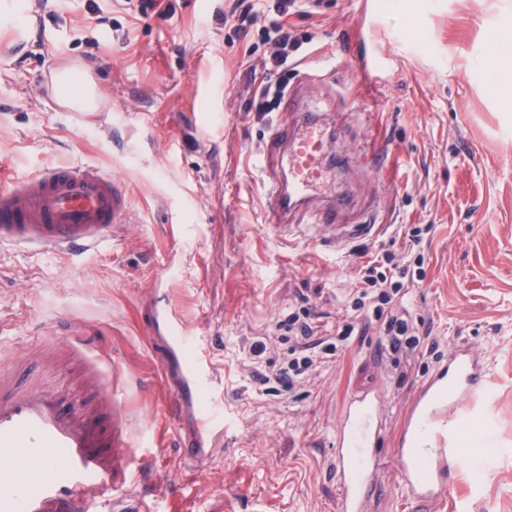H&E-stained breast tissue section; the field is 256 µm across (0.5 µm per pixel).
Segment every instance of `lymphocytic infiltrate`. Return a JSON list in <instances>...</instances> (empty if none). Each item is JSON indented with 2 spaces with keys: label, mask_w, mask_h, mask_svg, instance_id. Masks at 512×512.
Listing matches in <instances>:
<instances>
[{
  "label": "lymphocytic infiltrate",
  "mask_w": 512,
  "mask_h": 512,
  "mask_svg": "<svg viewBox=\"0 0 512 512\" xmlns=\"http://www.w3.org/2000/svg\"><path fill=\"white\" fill-rule=\"evenodd\" d=\"M424 258L396 260L385 252L359 265L357 285L348 295L351 311L348 320L336 329L335 335L324 336L316 325V313L303 306L289 313L282 326L290 342L288 362L274 372L261 376V384L274 383L292 391L325 359L334 357L346 347L355 333L375 331L383 336L393 363L423 357L432 351V344L419 336L403 305L410 283L423 279Z\"/></svg>",
  "instance_id": "1"
}]
</instances>
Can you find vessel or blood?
I'll return each mask as SVG.
<instances>
[{"label": "vessel or blood", "instance_id": "obj_1", "mask_svg": "<svg viewBox=\"0 0 512 512\" xmlns=\"http://www.w3.org/2000/svg\"><path fill=\"white\" fill-rule=\"evenodd\" d=\"M387 8L373 0L366 20V63L382 72L387 58L376 34ZM283 151L284 177L270 176L264 186L269 224L282 233L316 225L324 239L344 245L369 234L368 224H350L341 204L325 191V134L305 113L276 123L266 154ZM128 201L111 174L86 166H49L0 188V244L17 243L70 252L100 246L127 222ZM172 343L189 354L182 384L184 397H207L195 441L182 456L202 463L206 441L223 426L217 374L200 337L190 335L171 307L158 313ZM99 354L85 373L83 389L92 404L64 410L59 392L37 380H0V512H90L92 504L125 482L121 463L122 412L112 395ZM483 357L467 343L454 345L440 364L413 390L405 404L391 450L411 512H429L451 488V469L461 458L459 421L471 401L485 391ZM389 390L385 382L358 386L347 395L336 429L332 470L339 483L337 512H369L377 495L375 474L382 462L383 416Z\"/></svg>", "mask_w": 512, "mask_h": 512}]
</instances>
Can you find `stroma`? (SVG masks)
Returning a JSON list of instances; mask_svg holds the SVG:
<instances>
[{"label":"stroma","instance_id":"stroma-1","mask_svg":"<svg viewBox=\"0 0 512 512\" xmlns=\"http://www.w3.org/2000/svg\"><path fill=\"white\" fill-rule=\"evenodd\" d=\"M160 2L172 4L168 17L125 0H0V186L51 165L90 166L128 200L126 227L95 250L0 245V367L52 349L44 377L68 409L72 342L112 356L132 475L95 512H251L257 497L262 512H336V420L353 384L374 379L379 337H354L294 397L258 392L254 373L287 363L289 343L274 333L289 311L310 303L335 329L354 265L384 249L403 255L398 227L425 224V277L406 305L439 349L392 368L406 380L390 391L387 429L451 346L471 343L488 364L475 403L486 419L463 421V462L431 512H512V109L485 90L493 32L512 0H436L413 28L388 13L379 75L362 63L366 0L306 2L289 15L303 44L288 82L342 159L333 187L353 213L376 205L371 234L342 248L315 228L288 237L265 222L262 148L288 100L270 112L251 102L277 0H262L245 37L224 17L230 0ZM402 29L405 44L392 42ZM77 63L91 69L98 111L57 101L54 73ZM165 297L202 337L223 393L228 431L200 468L179 458L202 417L179 394L186 356L148 329L153 300ZM262 336L271 343L255 364L249 346Z\"/></svg>","mask_w":512,"mask_h":512}]
</instances>
